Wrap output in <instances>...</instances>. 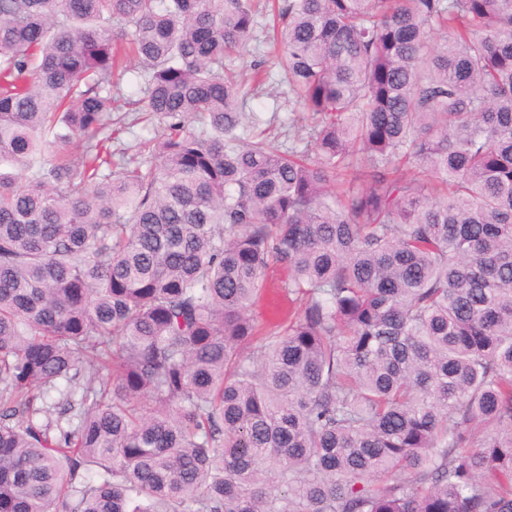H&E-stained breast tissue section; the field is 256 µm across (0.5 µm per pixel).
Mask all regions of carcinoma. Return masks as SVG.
<instances>
[{
  "label": "carcinoma",
  "instance_id": "obj_1",
  "mask_svg": "<svg viewBox=\"0 0 512 512\" xmlns=\"http://www.w3.org/2000/svg\"><path fill=\"white\" fill-rule=\"evenodd\" d=\"M260 2L0 0V512H512V0ZM280 92H282L281 89L274 93L277 95L278 105H280L277 112H273L276 107L274 104L275 97H270L264 94L257 97L249 96L250 98L248 100V109L250 111L252 110L254 115H256V118L259 120V125H257L259 130L267 128L269 120L272 122L273 119V129L275 126L281 127V129L278 128L277 132L282 131L283 133L279 135L278 138H275V140L271 139L272 145L278 150L287 148L291 142L288 139V122L294 118L292 112H288V102L285 100V98L287 99V96L280 94Z\"/></svg>",
  "mask_w": 512,
  "mask_h": 512
}]
</instances>
